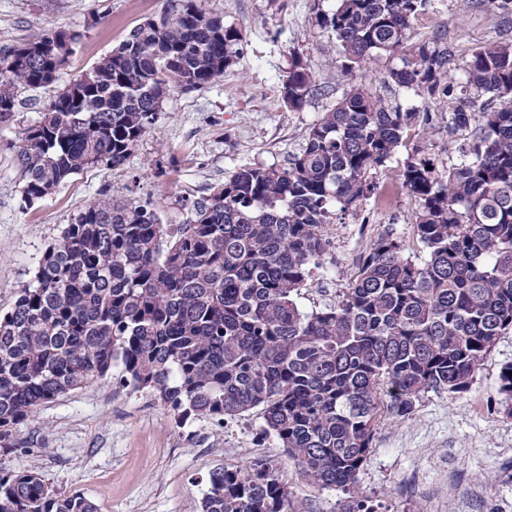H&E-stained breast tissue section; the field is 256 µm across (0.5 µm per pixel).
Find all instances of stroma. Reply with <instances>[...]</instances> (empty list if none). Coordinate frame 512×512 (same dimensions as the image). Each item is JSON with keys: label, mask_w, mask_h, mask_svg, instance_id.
Returning <instances> with one entry per match:
<instances>
[{"label": "stroma", "mask_w": 512, "mask_h": 512, "mask_svg": "<svg viewBox=\"0 0 512 512\" xmlns=\"http://www.w3.org/2000/svg\"><path fill=\"white\" fill-rule=\"evenodd\" d=\"M208 4L239 32L235 63L204 87L169 91L153 129L120 168L86 169L31 204L21 195L19 134L38 120L52 92L19 91L11 121L0 124V313L12 309L43 253L94 198L148 201L161 223H187L190 201L210 195L236 168L287 165L309 127L347 90L336 37L315 19L334 0ZM171 6L172 0H0V49L50 30L81 33L58 80L63 86ZM437 34L447 36L452 74L460 76L476 47L512 40V0L504 6L431 0L404 48L368 60L359 82L381 90L386 71ZM295 52L317 85L298 111L281 95ZM432 117L431 125L408 130L394 157L374 174L376 185L395 190L389 205L373 194L358 214L329 225L322 266L297 299L303 310L336 304L361 256L385 230L395 232L413 261L426 259L412 222L417 202L403 188L400 171L421 144L437 162L455 163L440 112ZM508 365L512 330L499 336L466 391L425 392L402 417L381 412L357 475L358 495L378 512H512V418L498 394ZM264 426L257 408L221 424L207 418L181 424L153 394L124 389L110 377L41 406L18 433L21 450L0 451V465L36 472L58 493H83L96 512H201L212 472L266 459L278 467L297 512H344L347 496L311 484Z\"/></svg>", "instance_id": "1"}]
</instances>
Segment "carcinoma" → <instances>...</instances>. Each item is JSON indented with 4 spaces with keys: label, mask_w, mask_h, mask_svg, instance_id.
Returning a JSON list of instances; mask_svg holds the SVG:
<instances>
[{
    "label": "carcinoma",
    "mask_w": 512,
    "mask_h": 512,
    "mask_svg": "<svg viewBox=\"0 0 512 512\" xmlns=\"http://www.w3.org/2000/svg\"><path fill=\"white\" fill-rule=\"evenodd\" d=\"M430 0H336L316 14L345 59L343 75L393 55ZM80 34L41 33L0 51V123L21 89L59 80ZM238 31L206 0H179L137 25L112 52L57 90L21 133L22 199L52 194L88 168L124 164L156 122L164 93L210 84L235 62ZM437 35L382 84L412 89L448 112V136L473 128L440 165L423 146L402 171L418 202L419 264L391 230L372 244L336 304L311 312L300 291L329 246L335 212L376 189L407 130L428 124L353 83L309 128L285 167L241 166L194 201L186 224H163L149 202L91 201L44 252L12 310L0 314V447L41 404L109 376L148 390L183 423L223 422L262 408L274 435L314 483L355 485L381 404L410 413L426 390L462 392L499 336L512 330V42L472 52L461 96ZM314 87L292 53L282 86L301 109ZM79 96H74V91ZM512 417V365L499 375ZM274 466L209 478L201 512H290ZM0 512H96L35 472L0 467Z\"/></svg>",
    "instance_id": "obj_1"
}]
</instances>
